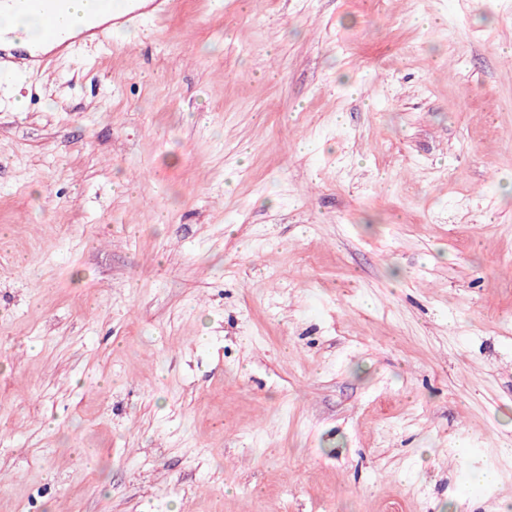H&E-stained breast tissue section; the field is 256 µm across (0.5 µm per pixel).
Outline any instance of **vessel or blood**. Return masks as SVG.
Here are the masks:
<instances>
[{
  "label": "vessel or blood",
  "instance_id": "b4317fda",
  "mask_svg": "<svg viewBox=\"0 0 512 512\" xmlns=\"http://www.w3.org/2000/svg\"><path fill=\"white\" fill-rule=\"evenodd\" d=\"M11 13L41 14L46 30L42 47L29 51L0 40V73L35 74L54 57L71 55L82 46H108L113 33L133 28L144 17L161 18L176 0H88L84 23L60 15L58 0H5Z\"/></svg>",
  "mask_w": 512,
  "mask_h": 512
}]
</instances>
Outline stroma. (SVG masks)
<instances>
[{"mask_svg":"<svg viewBox=\"0 0 512 512\" xmlns=\"http://www.w3.org/2000/svg\"><path fill=\"white\" fill-rule=\"evenodd\" d=\"M507 54L180 0L0 83V512H512Z\"/></svg>","mask_w":512,"mask_h":512,"instance_id":"obj_1","label":"stroma"}]
</instances>
